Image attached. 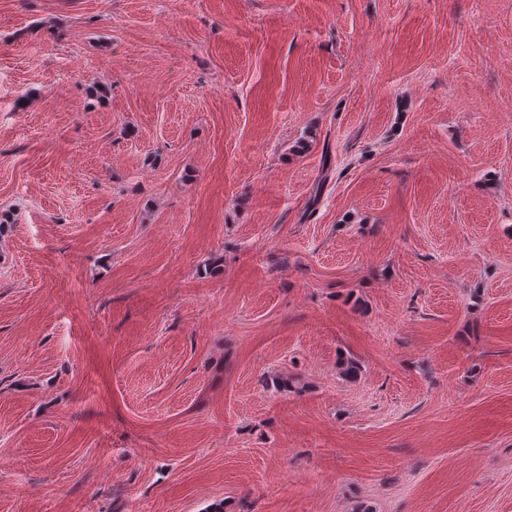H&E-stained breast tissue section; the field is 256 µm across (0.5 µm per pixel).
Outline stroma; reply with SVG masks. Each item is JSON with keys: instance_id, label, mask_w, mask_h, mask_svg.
<instances>
[{"instance_id": "stroma-1", "label": "stroma", "mask_w": 512, "mask_h": 512, "mask_svg": "<svg viewBox=\"0 0 512 512\" xmlns=\"http://www.w3.org/2000/svg\"><path fill=\"white\" fill-rule=\"evenodd\" d=\"M216 505L512 512V0H0V512Z\"/></svg>"}]
</instances>
